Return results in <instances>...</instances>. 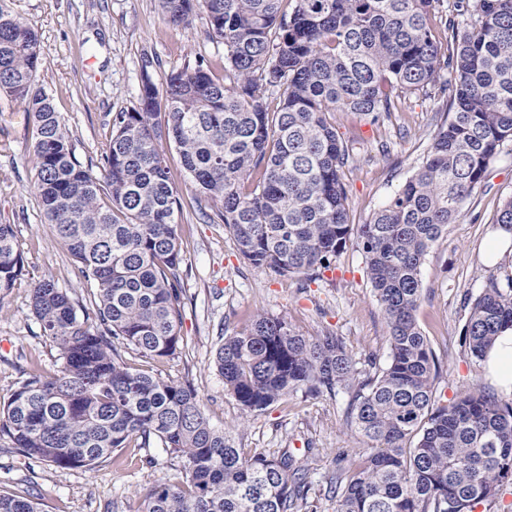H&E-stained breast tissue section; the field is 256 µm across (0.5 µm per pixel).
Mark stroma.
Returning <instances> with one entry per match:
<instances>
[{
    "label": "stroma",
    "mask_w": 512,
    "mask_h": 512,
    "mask_svg": "<svg viewBox=\"0 0 512 512\" xmlns=\"http://www.w3.org/2000/svg\"><path fill=\"white\" fill-rule=\"evenodd\" d=\"M38 33L40 80L63 118L78 159L96 162L115 112L134 105L143 55L156 60L153 78L163 83L187 57L218 62L223 45L208 36L205 15L185 27L164 21L156 0H5ZM445 118L442 104L404 95L380 125L340 112L336 127L353 157L345 170L353 223L368 221L401 187L427 153ZM33 124L23 103L0 96V224L12 225L26 261V274L0 303V401L26 379L33 366L53 371L55 351L30 311V284L53 278L79 306H89L90 288L80 283L74 260L45 224L32 187ZM170 178L177 191V222L186 258L181 346L178 355L154 368L174 380H191L213 426L232 431L249 455L294 449L307 459L312 487L304 512H336L328 478L339 458L358 460L369 446L346 424L344 394L283 397L265 411L244 415L225 395L213 356L225 336L248 328L254 315L283 316L306 334L333 331L357 358L375 356L384 366L388 351L380 307L367 278L357 238H350L324 280L301 286L292 277L259 270L240 258L224 224L199 218V196L179 155L167 149ZM512 196V151L489 167L482 186L467 200L455 223L447 225L421 269L423 301L417 317L443 376L436 394L453 398L463 385L489 386L483 363L469 353L463 327L488 274L512 275V253L497 265L483 259L496 229V215ZM154 466H144L145 458ZM182 464L162 450L129 448L120 462L95 469H61L26 464L0 444V493L32 495L43 512H141L142 493L156 481L177 482Z\"/></svg>",
    "instance_id": "1"
}]
</instances>
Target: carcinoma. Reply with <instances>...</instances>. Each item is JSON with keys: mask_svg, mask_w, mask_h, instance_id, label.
<instances>
[{"mask_svg": "<svg viewBox=\"0 0 512 512\" xmlns=\"http://www.w3.org/2000/svg\"><path fill=\"white\" fill-rule=\"evenodd\" d=\"M157 0L165 21L205 14L224 44V78L198 58L162 86L143 66L137 103L112 115L96 168L76 157L38 80L37 33L0 4V93L34 122V193L55 236L96 288L78 310L52 278L31 283L57 370L34 368L0 403V440L63 469L118 460L159 444L184 461L181 481H157L142 512H302L312 482L291 449L246 456L215 429L197 389L128 365L180 350L184 254L179 203L163 144L175 146L207 211L252 266L302 284L324 279L352 235L380 305L387 363L374 373L345 338L305 336L260 313L224 337L214 365L244 414L282 397L350 394L347 425L370 443L358 465L336 463V512H474L512 480V398L465 387L443 404L441 377L417 320L421 267L488 167L512 143V0ZM444 21L451 50L432 33ZM446 103L421 166L364 224L351 221L344 168L353 163L333 114L378 125L397 94ZM279 97L272 110L268 98ZM496 224L512 233V197ZM25 272L11 224H0V305ZM95 321L89 322V314ZM512 327V277L495 274L473 301L465 343L484 360ZM0 512H42L0 494Z\"/></svg>", "mask_w": 512, "mask_h": 512, "instance_id": "1", "label": "carcinoma"}]
</instances>
